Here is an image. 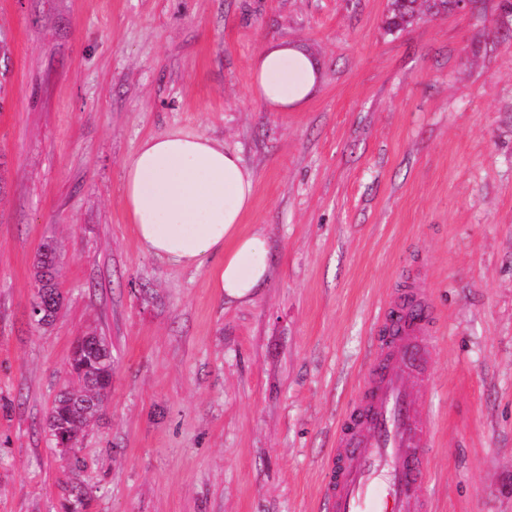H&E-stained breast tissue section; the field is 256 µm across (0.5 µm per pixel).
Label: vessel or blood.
<instances>
[{"label": "vessel or blood", "mask_w": 512, "mask_h": 512, "mask_svg": "<svg viewBox=\"0 0 512 512\" xmlns=\"http://www.w3.org/2000/svg\"><path fill=\"white\" fill-rule=\"evenodd\" d=\"M415 288L383 309L382 334L336 427L329 512H430L422 494L429 423L415 387L428 364L431 314Z\"/></svg>", "instance_id": "b4317fda"}]
</instances>
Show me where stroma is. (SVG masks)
<instances>
[{
    "mask_svg": "<svg viewBox=\"0 0 512 512\" xmlns=\"http://www.w3.org/2000/svg\"><path fill=\"white\" fill-rule=\"evenodd\" d=\"M388 0H0V512H325L337 422L400 290L425 289L434 512H512V0L385 29ZM310 51L301 111L253 95L271 41ZM223 141L253 172L272 272L229 304L142 251L141 140ZM56 249L63 304L29 319ZM112 394L70 470L45 430L77 338ZM33 267L37 289L36 298L45 295L52 301V309L46 317L41 321L36 318L35 323L49 324L54 320L62 303V294L55 282V250L51 244L43 243L40 246L35 256Z\"/></svg>",
    "mask_w": 512,
    "mask_h": 512,
    "instance_id": "35a3bbf8",
    "label": "stroma"
}]
</instances>
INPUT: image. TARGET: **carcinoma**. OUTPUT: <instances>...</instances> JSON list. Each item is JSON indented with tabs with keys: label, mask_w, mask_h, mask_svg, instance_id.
<instances>
[{
	"label": "carcinoma",
	"mask_w": 512,
	"mask_h": 512,
	"mask_svg": "<svg viewBox=\"0 0 512 512\" xmlns=\"http://www.w3.org/2000/svg\"><path fill=\"white\" fill-rule=\"evenodd\" d=\"M452 11L454 0H390L386 30L397 33L427 13L438 16ZM33 267L37 295L52 301V309L41 320L49 324L62 303L51 244L40 246ZM69 372L74 381L64 384L55 396L47 415V429L61 457L76 464L80 438L102 411L112 390V343L97 333L78 338L69 357ZM89 507L90 499L81 490L62 504L63 512H87Z\"/></svg>",
	"instance_id": "cac0c4a2"
}]
</instances>
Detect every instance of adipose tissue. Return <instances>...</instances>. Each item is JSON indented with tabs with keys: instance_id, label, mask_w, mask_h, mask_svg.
I'll use <instances>...</instances> for the list:
<instances>
[{
	"instance_id": "adipose-tissue-1",
	"label": "adipose tissue",
	"mask_w": 512,
	"mask_h": 512,
	"mask_svg": "<svg viewBox=\"0 0 512 512\" xmlns=\"http://www.w3.org/2000/svg\"><path fill=\"white\" fill-rule=\"evenodd\" d=\"M252 70L255 98L274 112L301 109L321 81L313 56L289 41L264 44ZM254 194V177L234 151L179 129L142 139L121 184L140 248L176 265L208 267L213 288L234 304L252 302L271 274L262 232L241 230Z\"/></svg>"
}]
</instances>
